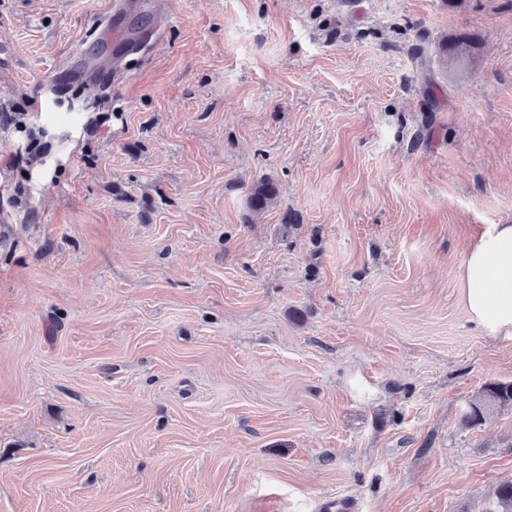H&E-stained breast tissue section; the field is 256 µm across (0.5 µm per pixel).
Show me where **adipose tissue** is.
<instances>
[{
  "instance_id": "obj_1",
  "label": "adipose tissue",
  "mask_w": 512,
  "mask_h": 512,
  "mask_svg": "<svg viewBox=\"0 0 512 512\" xmlns=\"http://www.w3.org/2000/svg\"><path fill=\"white\" fill-rule=\"evenodd\" d=\"M459 281L470 320L512 337V224L490 225L471 241Z\"/></svg>"
}]
</instances>
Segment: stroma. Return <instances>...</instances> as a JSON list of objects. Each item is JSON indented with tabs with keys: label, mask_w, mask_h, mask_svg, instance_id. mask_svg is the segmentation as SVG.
Instances as JSON below:
<instances>
[{
	"label": "stroma",
	"mask_w": 512,
	"mask_h": 512,
	"mask_svg": "<svg viewBox=\"0 0 512 512\" xmlns=\"http://www.w3.org/2000/svg\"><path fill=\"white\" fill-rule=\"evenodd\" d=\"M111 8L0 0V113L54 147L0 129V512H495L512 411L461 418L512 339L458 273L512 221V0H170L53 79ZM38 134V136H37ZM36 134L33 128L29 129L28 132V144L26 146V152L28 154L29 164H40L44 165L51 152V145L46 142H41V131Z\"/></svg>",
	"instance_id": "stroma-1"
}]
</instances>
